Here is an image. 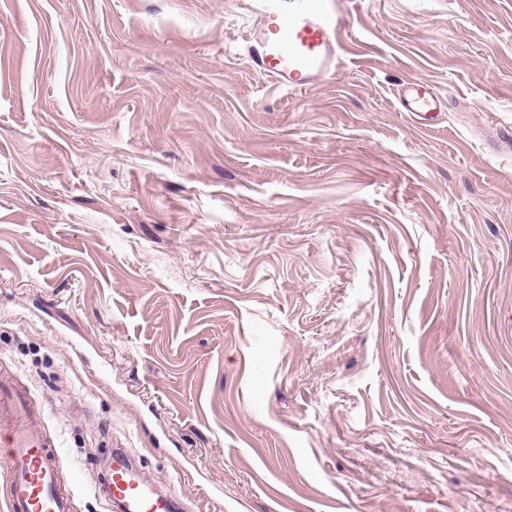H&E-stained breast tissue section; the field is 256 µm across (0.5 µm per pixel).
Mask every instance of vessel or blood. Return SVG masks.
<instances>
[{"label":"vessel or blood","instance_id":"vessel-or-blood-1","mask_svg":"<svg viewBox=\"0 0 512 512\" xmlns=\"http://www.w3.org/2000/svg\"><path fill=\"white\" fill-rule=\"evenodd\" d=\"M343 0H253L249 55L254 68L290 94L310 90L336 71L344 54ZM402 111L417 119L443 112L444 101L417 80L398 92ZM0 460L10 472L8 512H74L76 489L62 471L56 442L23 390L0 373ZM106 495L116 512H177L176 500L144 479L124 448L112 451Z\"/></svg>","mask_w":512,"mask_h":512}]
</instances>
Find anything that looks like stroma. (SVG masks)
<instances>
[{"label": "stroma", "instance_id": "stroma-1", "mask_svg": "<svg viewBox=\"0 0 512 512\" xmlns=\"http://www.w3.org/2000/svg\"><path fill=\"white\" fill-rule=\"evenodd\" d=\"M252 25L0 0V370L75 512L117 444L182 512H512V0H345L297 94ZM398 103L402 112H409L419 120L431 119L445 112L443 98L422 80L404 85L398 92Z\"/></svg>", "mask_w": 512, "mask_h": 512}]
</instances>
